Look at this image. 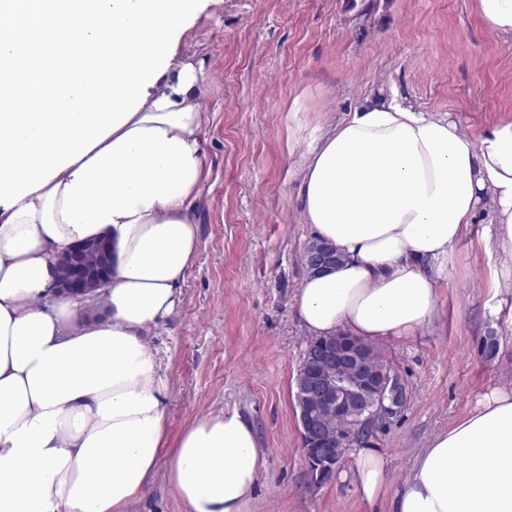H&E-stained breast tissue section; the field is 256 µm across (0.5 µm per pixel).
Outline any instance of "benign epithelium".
Segmentation results:
<instances>
[{
	"label": "benign epithelium",
	"instance_id": "benign-epithelium-1",
	"mask_svg": "<svg viewBox=\"0 0 512 512\" xmlns=\"http://www.w3.org/2000/svg\"><path fill=\"white\" fill-rule=\"evenodd\" d=\"M109 245L102 240H90L72 245L58 260L57 289L62 297L86 295L105 287L112 272L98 275L93 266L102 249ZM331 249L324 247L307 255L310 271L321 272L332 265ZM339 336L322 338L307 346L297 370L298 421L302 447L315 449L323 465H328L350 446L351 438H336L320 418L321 408L344 415L359 413L373 407L367 423L395 416L406 402L401 379L393 374L376 384L369 366L357 346L345 345L336 352Z\"/></svg>",
	"mask_w": 512,
	"mask_h": 512
}]
</instances>
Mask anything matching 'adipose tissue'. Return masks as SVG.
Returning <instances> with one entry per match:
<instances>
[{"label": "adipose tissue", "instance_id": "adipose-tissue-1", "mask_svg": "<svg viewBox=\"0 0 512 512\" xmlns=\"http://www.w3.org/2000/svg\"><path fill=\"white\" fill-rule=\"evenodd\" d=\"M199 99L193 62L166 68L124 125L0 206V512H132L160 476L181 512L248 510L264 466L252 423L204 415L163 456L169 381L146 344L198 249ZM299 196L303 223L342 256L303 279L302 328L369 344L416 335L479 214L512 256V122L474 139L397 89L370 94L309 134ZM90 238L112 244L103 321L56 289L59 256ZM354 483L370 501L387 486L376 449H357ZM388 512H512V385L416 453Z\"/></svg>", "mask_w": 512, "mask_h": 512}]
</instances>
